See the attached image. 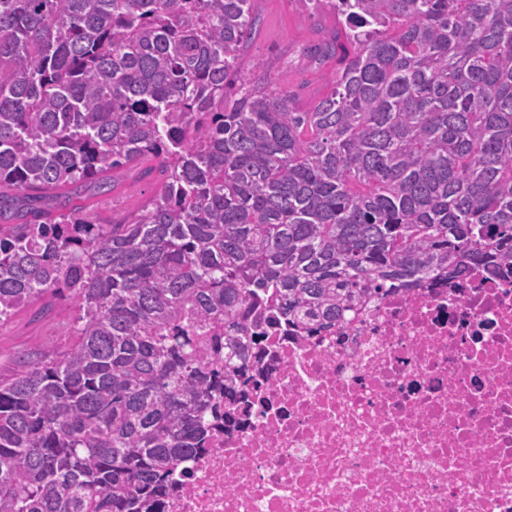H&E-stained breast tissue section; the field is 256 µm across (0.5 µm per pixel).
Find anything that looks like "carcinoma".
I'll use <instances>...</instances> for the list:
<instances>
[{"label":"carcinoma","mask_w":512,"mask_h":512,"mask_svg":"<svg viewBox=\"0 0 512 512\" xmlns=\"http://www.w3.org/2000/svg\"><path fill=\"white\" fill-rule=\"evenodd\" d=\"M253 2L0 0V322L72 306L0 372V512H161L269 315L512 269V0H309L336 68L305 109L226 96ZM125 167L156 195L89 220Z\"/></svg>","instance_id":"cac0c4a2"}]
</instances>
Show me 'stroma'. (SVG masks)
Instances as JSON below:
<instances>
[{"instance_id":"stroma-1","label":"stroma","mask_w":512,"mask_h":512,"mask_svg":"<svg viewBox=\"0 0 512 512\" xmlns=\"http://www.w3.org/2000/svg\"><path fill=\"white\" fill-rule=\"evenodd\" d=\"M260 29L249 42L240 62L242 74L294 92L309 104L328 91L332 63L308 59L306 47L319 43L336 27L333 14L309 17L304 0H255ZM157 190L154 182L127 173L117 190L92 198L88 214L93 218L119 220L135 211ZM69 314L65 301L55 300L51 312L22 311L0 325V367L9 368L16 351L45 346L53 341L58 322Z\"/></svg>"}]
</instances>
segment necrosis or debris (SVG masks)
<instances>
[{
	"instance_id": "1",
	"label": "necrosis or debris",
	"mask_w": 512,
	"mask_h": 512,
	"mask_svg": "<svg viewBox=\"0 0 512 512\" xmlns=\"http://www.w3.org/2000/svg\"><path fill=\"white\" fill-rule=\"evenodd\" d=\"M268 331L165 512H512V275Z\"/></svg>"
}]
</instances>
